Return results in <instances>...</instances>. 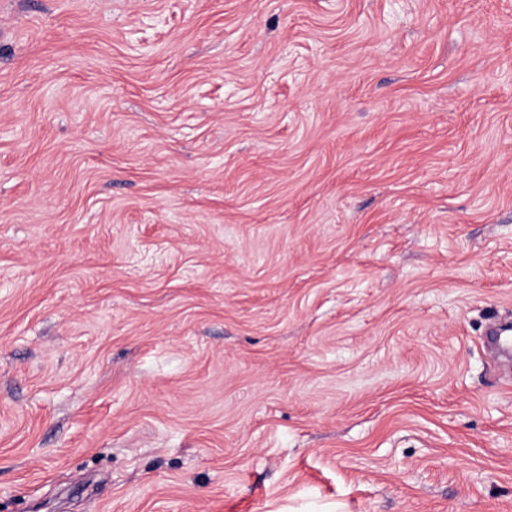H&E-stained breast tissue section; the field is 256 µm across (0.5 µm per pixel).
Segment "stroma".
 <instances>
[{
	"label": "stroma",
	"instance_id": "1",
	"mask_svg": "<svg viewBox=\"0 0 512 512\" xmlns=\"http://www.w3.org/2000/svg\"><path fill=\"white\" fill-rule=\"evenodd\" d=\"M512 0H0V512H512Z\"/></svg>",
	"mask_w": 512,
	"mask_h": 512
}]
</instances>
